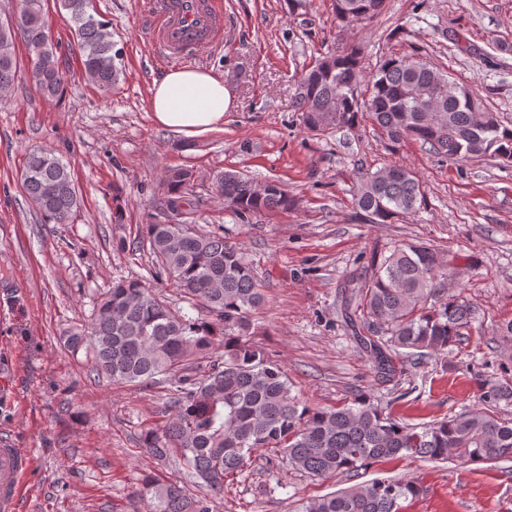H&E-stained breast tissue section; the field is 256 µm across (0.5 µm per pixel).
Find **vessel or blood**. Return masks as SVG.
I'll list each match as a JSON object with an SVG mask.
<instances>
[{
	"label": "vessel or blood",
	"instance_id": "1",
	"mask_svg": "<svg viewBox=\"0 0 512 512\" xmlns=\"http://www.w3.org/2000/svg\"><path fill=\"white\" fill-rule=\"evenodd\" d=\"M141 6L149 42L171 60L195 61L224 32V15L211 0H142ZM29 467L23 449L0 446V512H16L21 479Z\"/></svg>",
	"mask_w": 512,
	"mask_h": 512
}]
</instances>
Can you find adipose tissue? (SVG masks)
Returning <instances> with one entry per match:
<instances>
[{
    "instance_id": "obj_1",
    "label": "adipose tissue",
    "mask_w": 512,
    "mask_h": 512,
    "mask_svg": "<svg viewBox=\"0 0 512 512\" xmlns=\"http://www.w3.org/2000/svg\"><path fill=\"white\" fill-rule=\"evenodd\" d=\"M234 100L223 79L202 69L169 71L152 87L151 112L156 124L188 137L216 129Z\"/></svg>"
}]
</instances>
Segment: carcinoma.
<instances>
[{
  "label": "carcinoma",
  "mask_w": 512,
  "mask_h": 512,
  "mask_svg": "<svg viewBox=\"0 0 512 512\" xmlns=\"http://www.w3.org/2000/svg\"><path fill=\"white\" fill-rule=\"evenodd\" d=\"M46 4L16 0L15 14L0 21L1 94L20 74L14 48L20 38L35 91L48 101L63 95L59 42ZM56 4L66 11L85 74L100 89H110L116 67L108 22L93 0ZM384 7L385 0H334L336 24H367ZM362 61L361 43H349L336 52L333 70L316 63L304 74L299 110L307 131L368 119L393 145L412 139L444 158L512 160V128L470 87L413 57L390 55L369 77ZM20 180L50 224L69 223L80 209L71 169L50 149L29 153ZM189 182L187 170L167 172L170 207H177ZM350 192L354 209L374 224L426 206L419 176L397 164L358 172ZM215 194L240 217L296 204L282 184L272 181L260 194L253 180L234 171L217 176ZM139 243L149 246L154 276L172 280L200 316L176 315L152 287L121 279L97 298L87 327L67 334L64 344L73 353L89 354L93 377L168 385L165 419L142 432V447L158 461L178 463L199 490L191 493L146 475L139 493L147 512H215L224 488L262 450L267 463L284 461L322 480L403 456L461 464L512 458V421L497 417L500 406H512L511 381L479 379L480 407L424 426L396 419L365 391L338 408H311L292 393L284 369L250 339L251 316L264 295L241 245L220 231L202 232L182 222L147 224ZM453 277L434 248L416 241L374 256L368 275L348 280L346 317L361 329L357 340L379 377L392 381L394 360L403 353L448 357L474 318L472 305L449 287ZM218 343L224 356L214 359ZM421 493L411 481L376 480L307 501L301 512H403V502Z\"/></svg>",
  "instance_id": "cac0c4a2"
}]
</instances>
